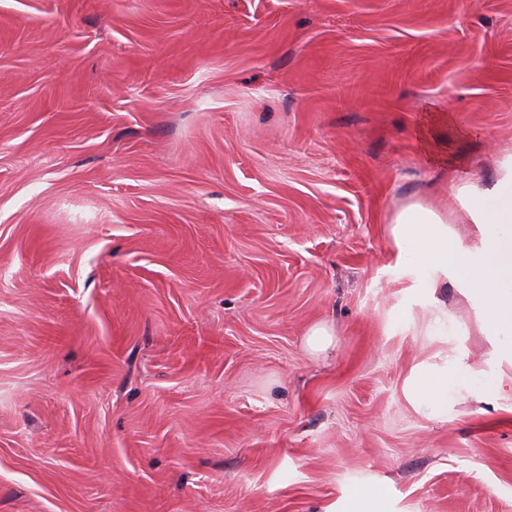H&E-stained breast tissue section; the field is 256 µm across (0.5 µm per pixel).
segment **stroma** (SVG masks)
Here are the masks:
<instances>
[{"label": "stroma", "mask_w": 512, "mask_h": 512, "mask_svg": "<svg viewBox=\"0 0 512 512\" xmlns=\"http://www.w3.org/2000/svg\"><path fill=\"white\" fill-rule=\"evenodd\" d=\"M511 150L512 0H0V512H512L388 231ZM306 336L307 349L310 353L318 355L332 345L334 332L327 324L318 323L309 328ZM473 380L474 374L466 359L448 355L447 366L425 376L413 387L412 395L420 402H431L438 411H445L455 395H477Z\"/></svg>", "instance_id": "1"}]
</instances>
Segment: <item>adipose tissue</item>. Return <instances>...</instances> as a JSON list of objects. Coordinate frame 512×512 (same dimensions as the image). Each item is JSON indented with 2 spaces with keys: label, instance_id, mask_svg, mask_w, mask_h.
Instances as JSON below:
<instances>
[{
  "label": "adipose tissue",
  "instance_id": "ef3b65f1",
  "mask_svg": "<svg viewBox=\"0 0 512 512\" xmlns=\"http://www.w3.org/2000/svg\"><path fill=\"white\" fill-rule=\"evenodd\" d=\"M450 192L475 224V238L464 241L447 214L414 202L390 219L398 257L412 272L430 270L425 286L432 291L442 275L463 272L497 354L512 360V152L499 161L491 184L463 181L451 184ZM473 380L466 359L453 356L444 369L419 381L412 394L444 411L454 396L474 394Z\"/></svg>",
  "mask_w": 512,
  "mask_h": 512
}]
</instances>
